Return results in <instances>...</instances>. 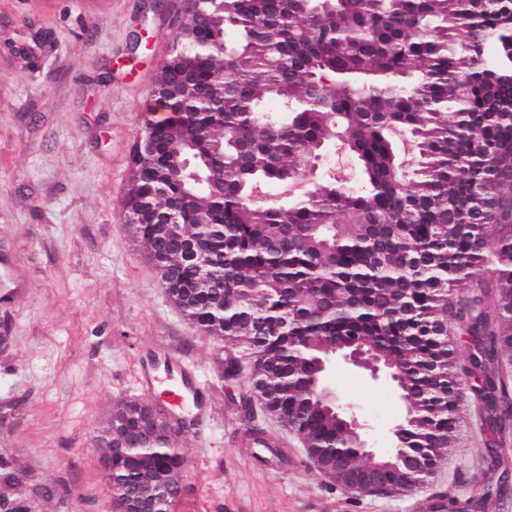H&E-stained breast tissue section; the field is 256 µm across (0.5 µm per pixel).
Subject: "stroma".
I'll list each match as a JSON object with an SVG mask.
<instances>
[{
    "label": "stroma",
    "instance_id": "1",
    "mask_svg": "<svg viewBox=\"0 0 512 512\" xmlns=\"http://www.w3.org/2000/svg\"><path fill=\"white\" fill-rule=\"evenodd\" d=\"M184 0H0V473H27L28 512H112L93 439L120 398L147 399L160 359L194 374L208 414L186 444V487L171 512H418L455 496L459 512H512V437L498 463L464 401L454 448L413 492H351L314 466L303 440L247 404L224 376L231 344L197 330L166 297L125 209L136 142L172 51ZM329 383L375 447L403 404L337 361Z\"/></svg>",
    "mask_w": 512,
    "mask_h": 512
}]
</instances>
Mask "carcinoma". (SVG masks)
<instances>
[{
  "label": "carcinoma",
  "mask_w": 512,
  "mask_h": 512,
  "mask_svg": "<svg viewBox=\"0 0 512 512\" xmlns=\"http://www.w3.org/2000/svg\"><path fill=\"white\" fill-rule=\"evenodd\" d=\"M219 9L224 27L203 31ZM183 26L160 94L189 113L222 78L224 100L209 102L215 120L184 124L157 161L132 158L125 195L133 213L178 182L156 210L178 214L182 240L211 254L219 286L199 288L206 270L161 249L168 225H131L169 300L242 348L254 393L315 448L339 442L342 460L367 463L317 388L329 348L351 344L401 367L404 451L431 467L436 449L452 447L469 378L491 434L484 454L498 460L512 431V0H198ZM228 28L236 39L214 50ZM185 67L194 93L178 77ZM272 99L281 111L265 110ZM397 129L417 148L411 171ZM336 143L357 159L358 185L315 183L286 205L252 203L259 185L305 179ZM145 417L166 428L151 403L120 399L98 438L126 443ZM183 470L170 442L111 464L125 481ZM0 482V509L26 512L25 471Z\"/></svg>",
  "instance_id": "carcinoma-1"
}]
</instances>
